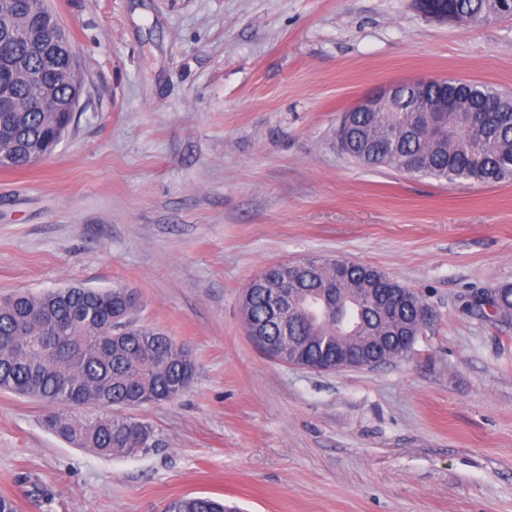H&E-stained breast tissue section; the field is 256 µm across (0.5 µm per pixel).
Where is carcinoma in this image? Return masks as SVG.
Masks as SVG:
<instances>
[{"label":"carcinoma","instance_id":"obj_1","mask_svg":"<svg viewBox=\"0 0 512 512\" xmlns=\"http://www.w3.org/2000/svg\"><path fill=\"white\" fill-rule=\"evenodd\" d=\"M455 23L480 25L512 14V0H428ZM66 30L48 0H0V98L25 112H0V167L48 157L69 129L66 112H42L45 96L62 104L80 96ZM457 112H414L415 90H399L398 112H344L336 145L356 163L400 172L409 167L453 186L466 180H512V96L483 83H463ZM291 305L275 307L274 289ZM337 292L352 315L325 314ZM474 294L467 311L512 321V285ZM137 293L69 286L0 297V389L41 402L44 423L75 448L131 456L150 448L154 432L133 411L173 401L196 376L189 351L162 331L133 322ZM252 339L272 357L308 367H336V352L398 347L426 321L420 298L378 270L343 259L271 266L241 300ZM166 512H228L208 497H180Z\"/></svg>","mask_w":512,"mask_h":512}]
</instances>
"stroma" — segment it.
Listing matches in <instances>:
<instances>
[{"label":"stroma","instance_id":"stroma-1","mask_svg":"<svg viewBox=\"0 0 512 512\" xmlns=\"http://www.w3.org/2000/svg\"><path fill=\"white\" fill-rule=\"evenodd\" d=\"M82 92L47 159L0 168V296L139 295L192 353L177 399L137 410L155 444L74 448L0 391V496L18 512H512V324L470 315L512 284V181L367 169L336 122L422 77L512 92V15L469 26L413 0H50ZM342 258L416 293L407 358L319 373L268 357L241 296L271 264ZM166 512H228L224 502L208 497H180L172 500Z\"/></svg>","mask_w":512,"mask_h":512}]
</instances>
